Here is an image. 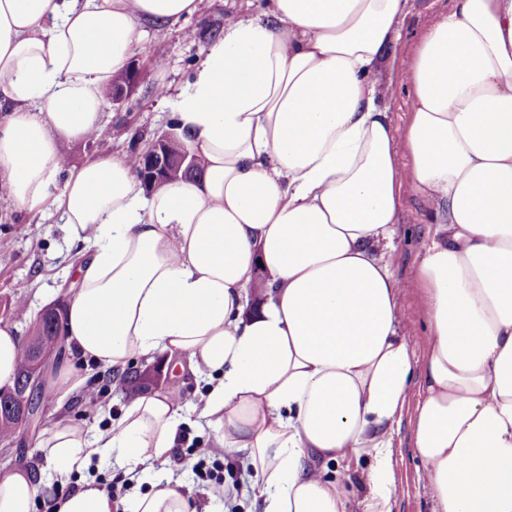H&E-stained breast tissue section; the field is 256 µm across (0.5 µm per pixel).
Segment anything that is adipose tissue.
Listing matches in <instances>:
<instances>
[{"instance_id": "adipose-tissue-1", "label": "adipose tissue", "mask_w": 512, "mask_h": 512, "mask_svg": "<svg viewBox=\"0 0 512 512\" xmlns=\"http://www.w3.org/2000/svg\"><path fill=\"white\" fill-rule=\"evenodd\" d=\"M200 3L0 0V179L86 245L69 349L118 369L187 355L208 378L216 443L248 449L263 476V512H345L308 462L362 448L375 452L367 512H391L382 431L420 373L413 447L433 512H512V0H452L408 57L395 53L408 0H266L225 27L178 96L176 133L201 179L146 194L125 156L65 168L61 142L102 130L145 24ZM382 71L411 88L404 129L379 103ZM408 193L432 207L409 281L428 326L419 364L402 284L377 253ZM181 422L146 393L111 430L57 424L37 444L46 467L0 474V512H34L96 456L167 457ZM132 512L189 503L164 476Z\"/></svg>"}]
</instances>
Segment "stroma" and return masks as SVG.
Listing matches in <instances>:
<instances>
[{
    "instance_id": "1",
    "label": "stroma",
    "mask_w": 512,
    "mask_h": 512,
    "mask_svg": "<svg viewBox=\"0 0 512 512\" xmlns=\"http://www.w3.org/2000/svg\"><path fill=\"white\" fill-rule=\"evenodd\" d=\"M451 4L452 0H409V11L401 24L399 52L411 53L430 24ZM260 11L259 0H210L204 13L148 27L144 44L135 48L129 64L133 70H149L148 82L135 85L119 103L104 102L103 131L96 141L62 143L61 151L68 166H78L96 157L147 150L153 141L169 132L175 120L178 95L192 81L208 45L223 36L227 22L251 18ZM429 212L428 201L420 196L410 194L402 201L393 238L396 255L393 271L399 279H410L422 257ZM81 250V243L70 240L54 210L36 213L20 210L11 201L5 182H0V308L21 295L26 298L31 314L36 315L46 306L65 299L68 285L75 280L74 258ZM400 306L404 312L402 332L409 338L415 361H422L427 336L420 294L415 291L401 294ZM66 368L84 376L85 382L65 405L49 408L44 425L69 421L93 432L111 429L126 404L121 381L108 370L85 364L67 352L61 360L45 368L43 383H50ZM206 389L204 381L177 369L158 391L183 407L185 421L180 435L195 440L198 447L209 449L211 457L223 461V500H215L202 483L192 481L197 459L182 455L177 447L173 448L169 460L144 463L148 479H140L138 472L115 458H95L82 473L70 474L58 484L55 494L72 491L84 482L95 485L110 482L122 489L124 499L129 500L150 490L152 476L170 474L178 479L179 490L187 497L192 512H260L262 503L257 497L260 475L245 469L244 452L230 453L216 447L212 427L199 414ZM414 410V404H407L401 418L385 436L400 488L392 502V512H432L424 466L413 448ZM373 465L372 453L361 451L337 462H317L316 467L324 479L343 486L346 512H365Z\"/></svg>"
}]
</instances>
